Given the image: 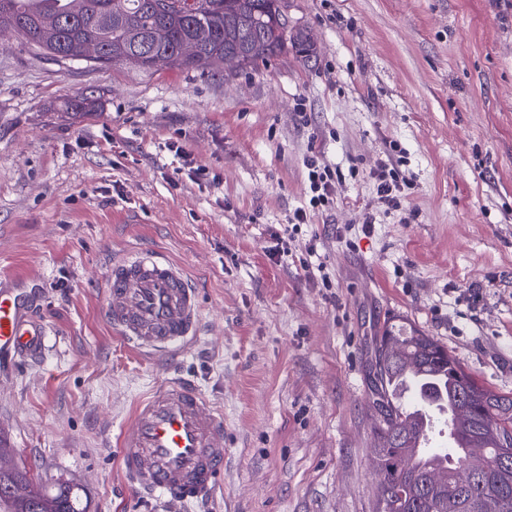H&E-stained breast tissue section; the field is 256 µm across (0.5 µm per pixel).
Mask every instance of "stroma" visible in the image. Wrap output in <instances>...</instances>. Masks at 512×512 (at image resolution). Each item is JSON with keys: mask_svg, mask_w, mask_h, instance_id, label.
Segmentation results:
<instances>
[{"mask_svg": "<svg viewBox=\"0 0 512 512\" xmlns=\"http://www.w3.org/2000/svg\"><path fill=\"white\" fill-rule=\"evenodd\" d=\"M287 14L311 56L209 77L0 37V282L51 331L39 362L0 367V446L87 512H169L125 484L114 440L172 374L222 412L228 449L213 496L185 512H370L369 371L387 327L512 394V0H288ZM82 97L88 111H67ZM313 151L341 177L290 234ZM383 164L396 211L377 200ZM133 246L167 251L198 289L201 334L178 357L138 355L103 316Z\"/></svg>", "mask_w": 512, "mask_h": 512, "instance_id": "stroma-1", "label": "stroma"}]
</instances>
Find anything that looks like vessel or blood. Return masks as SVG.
Here are the masks:
<instances>
[{
	"mask_svg": "<svg viewBox=\"0 0 512 512\" xmlns=\"http://www.w3.org/2000/svg\"><path fill=\"white\" fill-rule=\"evenodd\" d=\"M200 310L185 268L165 252L141 248L113 262L103 314L144 355L184 351L197 334ZM46 336L30 304L0 287V357H40ZM116 446L135 490L161 493L182 507L208 495L224 473V417L194 385L168 379L136 403Z\"/></svg>",
	"mask_w": 512,
	"mask_h": 512,
	"instance_id": "obj_1",
	"label": "vessel or blood"
}]
</instances>
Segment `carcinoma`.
I'll use <instances>...</instances> for the list:
<instances>
[{"label":"carcinoma","mask_w":512,"mask_h":512,"mask_svg":"<svg viewBox=\"0 0 512 512\" xmlns=\"http://www.w3.org/2000/svg\"><path fill=\"white\" fill-rule=\"evenodd\" d=\"M287 0H0V29L60 60H80L85 45L99 48V65L133 60L145 70L157 56L167 67L202 75L223 72L234 56L240 71L255 68L288 48L309 56L306 32H288ZM162 29L165 40L154 43ZM191 43L192 55L182 53ZM409 373L423 382L419 401L434 407L449 398L463 451L419 464L417 442L428 431L422 419L392 397V383ZM375 467L373 512H512V395L481 384L448 348L416 329L388 328L373 350L370 378ZM9 512H85L80 497L62 486L33 487L26 472H0Z\"/></svg>","instance_id":"1"}]
</instances>
